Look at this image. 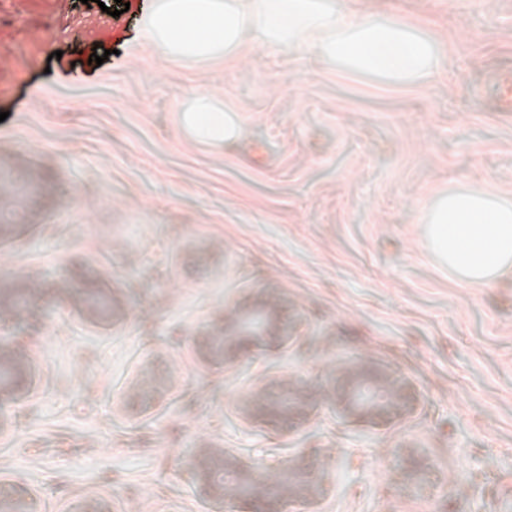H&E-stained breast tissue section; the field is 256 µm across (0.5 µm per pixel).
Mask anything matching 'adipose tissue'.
I'll use <instances>...</instances> for the list:
<instances>
[{
    "label": "adipose tissue",
    "mask_w": 512,
    "mask_h": 512,
    "mask_svg": "<svg viewBox=\"0 0 512 512\" xmlns=\"http://www.w3.org/2000/svg\"><path fill=\"white\" fill-rule=\"evenodd\" d=\"M426 245L460 284L512 282V200L479 184L449 188L423 210Z\"/></svg>",
    "instance_id": "1"
}]
</instances>
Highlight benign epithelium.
<instances>
[{"instance_id": "benign-epithelium-1", "label": "benign epithelium", "mask_w": 512, "mask_h": 512, "mask_svg": "<svg viewBox=\"0 0 512 512\" xmlns=\"http://www.w3.org/2000/svg\"><path fill=\"white\" fill-rule=\"evenodd\" d=\"M130 319L123 289L82 284L79 261L39 280L1 271L0 440L13 436L17 414L31 405L42 385L38 337L55 330L59 321L77 320L95 335L106 325L119 332ZM315 335L320 336V371L327 382L307 383L293 370L270 366L227 401L241 425L288 434L307 429L325 410L363 432L418 416L424 396L411 378L373 355H334L330 335L315 332L302 305L285 288L262 285L224 294V302L191 332V346L200 362L234 374L257 355L284 354L299 343H312ZM179 382L178 366L163 353L152 352L127 371L112 412L126 419L148 416L170 399ZM378 454L390 462V483L402 491L423 497L451 486L458 495H468L465 484L446 476L432 481L436 461L414 440L380 448ZM344 458L340 448L311 445L267 466L210 435L199 438L179 477L207 512H324V503L336 494ZM0 512H45L43 498L38 490L21 486L12 473L1 471ZM67 512H112V500L88 491Z\"/></svg>"}]
</instances>
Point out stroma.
I'll return each mask as SVG.
<instances>
[{"instance_id":"obj_1","label":"stroma","mask_w":512,"mask_h":512,"mask_svg":"<svg viewBox=\"0 0 512 512\" xmlns=\"http://www.w3.org/2000/svg\"><path fill=\"white\" fill-rule=\"evenodd\" d=\"M129 2L114 17V0H0V222L22 227L0 242V269L39 277L78 255L126 288L134 312L120 335L68 322L41 339L53 380L0 443V470L41 488L47 512L90 487L117 512L174 501L200 512L178 477L200 435L267 465L302 446L299 433L239 426L225 403L256 364L222 378L188 337L226 290L271 281L332 333L336 355L376 354L425 395L416 420L394 428L322 418L316 441L351 457L325 512H512V285L457 283L420 224L452 184L512 198V112L497 97L512 73V0H346L434 39L439 67L425 83L288 49L171 61L140 36L151 0ZM97 49L109 53L100 65ZM200 93L236 114L237 139L191 141L179 114ZM50 191L58 209L38 211ZM152 350L176 359L178 388L150 418L115 417L127 369ZM402 437L475 496L394 489L377 450Z\"/></svg>"}]
</instances>
